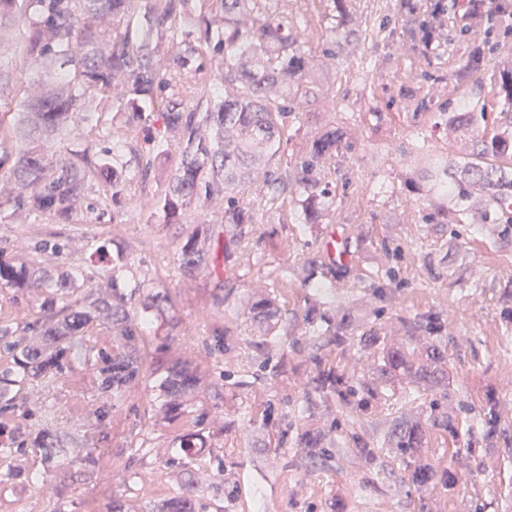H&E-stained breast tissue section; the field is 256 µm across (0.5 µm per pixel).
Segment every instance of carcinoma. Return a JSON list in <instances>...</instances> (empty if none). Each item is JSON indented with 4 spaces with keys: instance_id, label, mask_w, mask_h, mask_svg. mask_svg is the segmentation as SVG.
<instances>
[{
    "instance_id": "carcinoma-1",
    "label": "carcinoma",
    "mask_w": 512,
    "mask_h": 512,
    "mask_svg": "<svg viewBox=\"0 0 512 512\" xmlns=\"http://www.w3.org/2000/svg\"><path fill=\"white\" fill-rule=\"evenodd\" d=\"M213 2L216 9L206 13L197 10L194 0H0V45L13 26L25 23L22 53L40 62L27 82L41 86L38 94L23 100H0V112L13 114L15 141L13 151L0 152V169L9 167L11 178L10 187L0 186V198L11 200L18 214H48L64 220L82 201L88 179L96 178L112 187V201H117L131 180L119 147L126 144L131 126L147 123L158 111L164 132L153 140V158L173 150L178 163L168 190L155 201L156 208L172 224L202 198L224 201L220 219L224 244L211 251L210 225H195L181 246L183 268H220L224 252L244 239L257 221L245 195L261 184L272 181L283 191L302 192L300 223H320L333 204L322 188L320 173L326 160L336 157L342 135L327 128L311 140L294 168L280 173L272 169L283 146L282 121L293 113L296 99L313 93L318 64L299 41L293 20L267 14L263 0ZM132 11L141 15V27L133 33L119 30ZM467 20L469 24H460L445 0H428L409 34L429 49L444 46L463 51V72L476 76L486 70L484 46L490 42L494 21L480 0H472ZM470 25L484 29L483 45L462 40ZM209 48L223 54L224 67L199 93L202 111L188 112L184 93L192 87L181 79L200 71L195 61ZM490 78L504 127L482 141L476 157L512 159V62L499 65ZM89 94L112 96V107L120 117L112 125L118 150L110 158L92 159L85 151L77 163L61 157L49 164L46 142L67 134L80 102ZM440 120L447 129L478 130L486 124V113L442 112ZM422 159L428 178L423 192L438 211L451 205L474 224L512 225V179L507 171L494 166L484 170L473 161L453 167L448 159L428 154ZM128 265L129 255L120 253L88 285L76 268L54 273L33 263L6 261L0 254V287L30 286L46 294V315L36 341L27 343L10 327L0 326V344L13 357V365L0 370V413L28 411L24 390L37 381L52 383L70 367L85 330L100 317L106 318L112 331V354L98 356L93 364L100 395L120 399L145 378L139 331L164 299L151 298L142 304L139 316H132L133 301L143 288L126 278ZM84 285L90 288L88 300L80 306L70 303L69 290ZM384 372L391 377L409 375L412 366L402 353L389 352L384 356ZM198 383L186 367L169 371L159 383L165 397L163 412H183ZM321 383L342 400L358 394L341 374H326ZM395 430L402 454L418 447L416 429L399 425ZM17 448L40 449L51 466L74 459L89 469L95 464L86 435L78 430L57 434L49 414L35 434L11 432L0 452L11 455ZM206 509L187 496L171 500L162 512Z\"/></svg>"
}]
</instances>
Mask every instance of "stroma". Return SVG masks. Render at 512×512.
I'll list each match as a JSON object with an SVG mask.
<instances>
[{"instance_id": "stroma-1", "label": "stroma", "mask_w": 512, "mask_h": 512, "mask_svg": "<svg viewBox=\"0 0 512 512\" xmlns=\"http://www.w3.org/2000/svg\"><path fill=\"white\" fill-rule=\"evenodd\" d=\"M276 8L298 21L307 53L324 64L316 97L285 120L281 165H295L327 125L346 131V145L326 174L334 204L322 223L298 224L296 192L248 195L262 219L231 255L234 287H221L212 269L180 265L200 219L223 239V202L202 203L181 224L150 205L175 160H156L117 200L88 181L65 221L20 218L0 204L4 258L65 262L92 275L96 247L132 254L131 276L167 298L163 319L144 333L143 357L155 379L185 362L200 381L189 410L166 417L157 392L140 384L95 417L96 383L80 358L51 385L33 384L28 415L0 414V428L34 431L52 412L58 432L87 433L96 466L49 467L29 449L22 464L34 480L1 482L0 512H52L58 500L66 512H111L117 498L129 512H150L190 484L208 512H512V228L463 223L453 208L436 214L417 190L418 150L456 160L477 153L479 136L445 129L438 114L460 99L500 112L490 77L457 83L459 55L426 56L403 38L413 21L403 0H346L340 41L330 32L333 0H278ZM83 111L90 121L49 140V156L111 147V101L87 97ZM330 227L350 260L317 300L313 286L330 270L307 260L322 252ZM265 293L277 314L260 323L252 305ZM43 310L41 289L0 288V325L25 327ZM390 350L416 365L440 359V379L400 402L410 379L373 381ZM329 371L375 388L338 402L317 383ZM398 422L422 434L407 458L395 448ZM185 445L196 450L187 469L175 463ZM421 465L432 472L425 483L414 477Z\"/></svg>"}]
</instances>
